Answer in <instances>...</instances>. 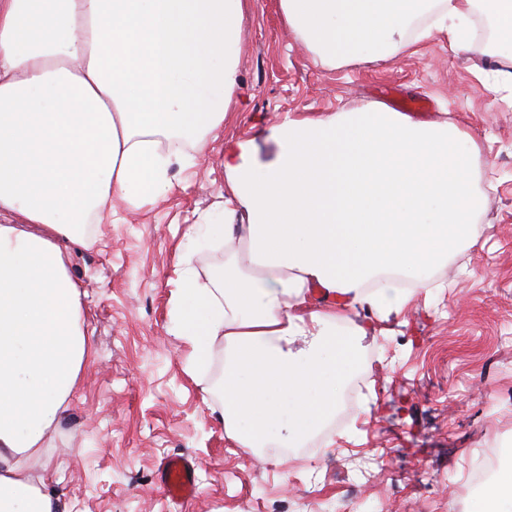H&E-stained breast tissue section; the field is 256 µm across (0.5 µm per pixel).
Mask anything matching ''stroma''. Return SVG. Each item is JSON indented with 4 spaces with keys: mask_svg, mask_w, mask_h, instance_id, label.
<instances>
[{
    "mask_svg": "<svg viewBox=\"0 0 512 512\" xmlns=\"http://www.w3.org/2000/svg\"><path fill=\"white\" fill-rule=\"evenodd\" d=\"M488 39L461 49L436 35L414 56L331 67L315 61L284 25L279 0H250L240 35L235 105L189 169H175L165 199L130 222L94 224L73 250L91 355L48 448L31 463L50 479L61 512H474L481 494L457 490L512 441V86L494 75ZM424 98L413 121L450 123L477 149L479 236L432 274V289L391 314L389 336H365L351 375L353 410L307 455L273 447L252 454L228 438L214 375L186 370L171 291L188 225L224 201L225 147L251 142L271 162L270 128L286 115L319 117L388 106L391 93ZM188 457L195 495L173 501L161 462Z\"/></svg>",
    "mask_w": 512,
    "mask_h": 512,
    "instance_id": "35a3bbf8",
    "label": "stroma"
}]
</instances>
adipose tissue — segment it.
<instances>
[{"mask_svg":"<svg viewBox=\"0 0 512 512\" xmlns=\"http://www.w3.org/2000/svg\"><path fill=\"white\" fill-rule=\"evenodd\" d=\"M512 84V0H280L322 63L415 54L433 33L464 47L476 6ZM247 0H0V512H59L28 463L50 440L89 355L67 264L85 228L173 186L221 129L239 86ZM279 151L226 149L224 204L185 238L223 244L201 276L189 247L173 293L187 367L225 347L221 418L239 447L291 448L336 412L365 335L478 235L473 139L369 107L285 116Z\"/></svg>","mask_w":512,"mask_h":512,"instance_id":"1","label":"adipose tissue"}]
</instances>
